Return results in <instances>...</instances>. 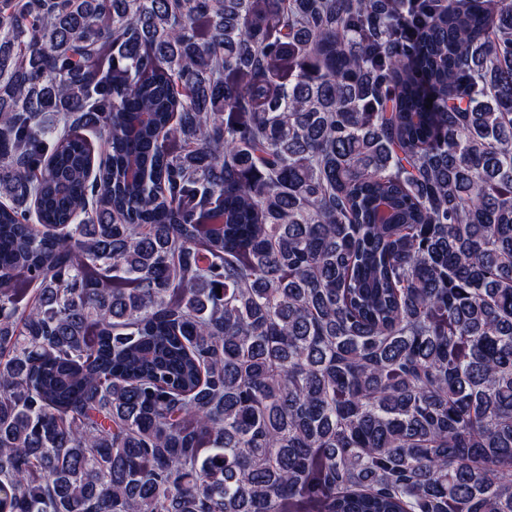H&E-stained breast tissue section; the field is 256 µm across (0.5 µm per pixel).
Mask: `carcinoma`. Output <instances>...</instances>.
Returning a JSON list of instances; mask_svg holds the SVG:
<instances>
[{"label": "carcinoma", "mask_w": 512, "mask_h": 512, "mask_svg": "<svg viewBox=\"0 0 512 512\" xmlns=\"http://www.w3.org/2000/svg\"><path fill=\"white\" fill-rule=\"evenodd\" d=\"M309 507L512 512V0H0V512Z\"/></svg>", "instance_id": "carcinoma-1"}]
</instances>
